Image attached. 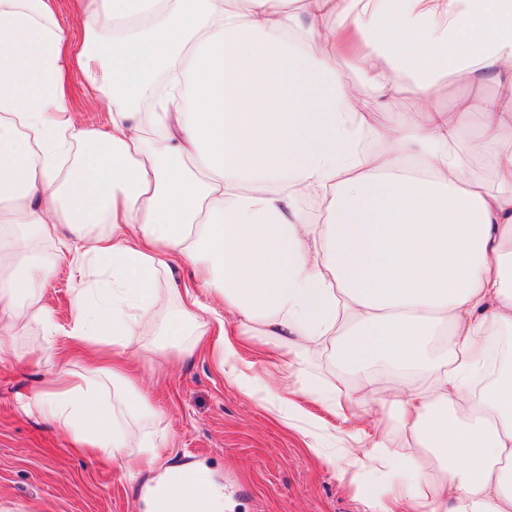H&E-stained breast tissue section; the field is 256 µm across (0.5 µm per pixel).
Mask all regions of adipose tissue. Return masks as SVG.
<instances>
[{"label": "adipose tissue", "instance_id": "adipose-tissue-1", "mask_svg": "<svg viewBox=\"0 0 512 512\" xmlns=\"http://www.w3.org/2000/svg\"><path fill=\"white\" fill-rule=\"evenodd\" d=\"M80 51L50 0H0V353L57 325L47 242L84 244L73 343L27 415L136 480L166 448L128 372L209 344L358 375L378 414L345 471L369 512H512V0H80ZM350 56L372 90L337 74ZM77 69L108 110L80 123ZM455 82L474 93L436 107ZM492 94H483V87ZM421 101L381 122L401 90ZM492 160L491 181L474 154ZM192 270V283L176 271ZM152 324L145 335L143 324ZM147 512H223L208 474L168 469Z\"/></svg>", "mask_w": 512, "mask_h": 512}]
</instances>
